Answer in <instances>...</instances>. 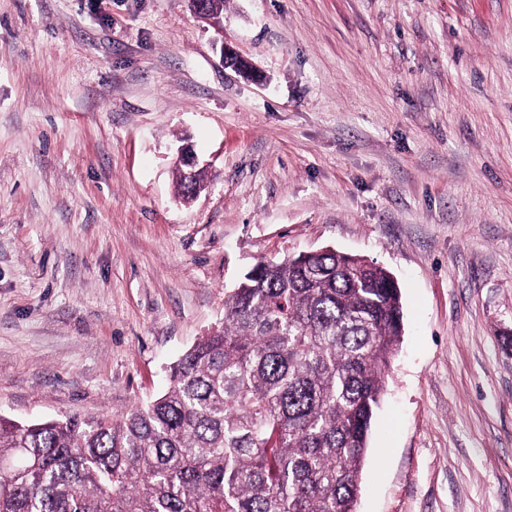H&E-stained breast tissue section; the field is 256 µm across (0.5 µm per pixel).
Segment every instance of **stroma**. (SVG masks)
I'll return each mask as SVG.
<instances>
[{"instance_id": "stroma-1", "label": "stroma", "mask_w": 512, "mask_h": 512, "mask_svg": "<svg viewBox=\"0 0 512 512\" xmlns=\"http://www.w3.org/2000/svg\"><path fill=\"white\" fill-rule=\"evenodd\" d=\"M222 18L0 0V415L126 412L245 272L332 248L392 272L404 313L357 512H512V0Z\"/></svg>"}]
</instances>
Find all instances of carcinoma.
Returning <instances> with one entry per match:
<instances>
[{
  "instance_id": "cac0c4a2",
  "label": "carcinoma",
  "mask_w": 512,
  "mask_h": 512,
  "mask_svg": "<svg viewBox=\"0 0 512 512\" xmlns=\"http://www.w3.org/2000/svg\"><path fill=\"white\" fill-rule=\"evenodd\" d=\"M402 329L365 258L260 262L163 394L119 418L0 416V512H356Z\"/></svg>"
}]
</instances>
